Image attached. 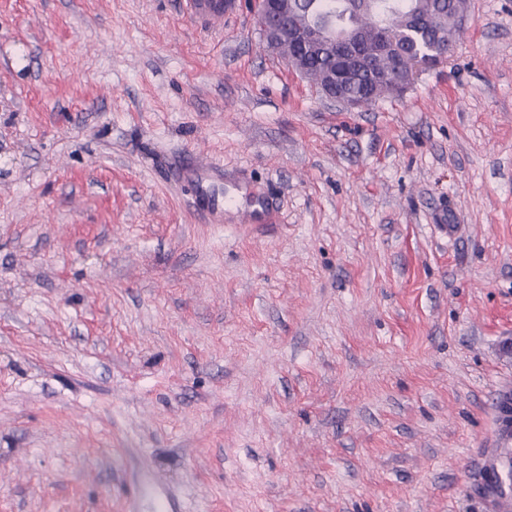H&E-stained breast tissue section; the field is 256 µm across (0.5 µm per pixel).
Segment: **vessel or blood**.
Listing matches in <instances>:
<instances>
[{
	"label": "vessel or blood",
	"mask_w": 512,
	"mask_h": 512,
	"mask_svg": "<svg viewBox=\"0 0 512 512\" xmlns=\"http://www.w3.org/2000/svg\"><path fill=\"white\" fill-rule=\"evenodd\" d=\"M187 5L190 16L202 24L224 18V0H187ZM197 187L202 211L213 223H223V197L215 193L204 177L198 178ZM498 415L495 446L482 457L478 490L490 512H512V485L505 478L506 469L512 464V393L505 391L499 396Z\"/></svg>",
	"instance_id": "b4317fda"
}]
</instances>
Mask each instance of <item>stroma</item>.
<instances>
[{
  "instance_id": "35a3bbf8",
  "label": "stroma",
  "mask_w": 512,
  "mask_h": 512,
  "mask_svg": "<svg viewBox=\"0 0 512 512\" xmlns=\"http://www.w3.org/2000/svg\"><path fill=\"white\" fill-rule=\"evenodd\" d=\"M252 10L0 0V512H488L512 0L353 111ZM254 193L270 222L242 223ZM188 11L192 18L205 25H210L214 21L224 22V0H186ZM198 198L203 202L201 209L214 224L224 221V198L214 191L215 184L206 183L205 177L197 178Z\"/></svg>"
}]
</instances>
